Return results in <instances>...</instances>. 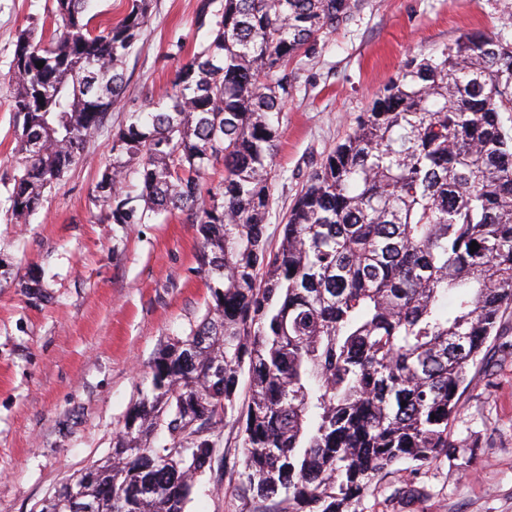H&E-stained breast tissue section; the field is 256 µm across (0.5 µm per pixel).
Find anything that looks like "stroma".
I'll return each mask as SVG.
<instances>
[{
	"label": "stroma",
	"mask_w": 512,
	"mask_h": 512,
	"mask_svg": "<svg viewBox=\"0 0 512 512\" xmlns=\"http://www.w3.org/2000/svg\"><path fill=\"white\" fill-rule=\"evenodd\" d=\"M50 5L0 0V512H36L67 475L110 455L126 413L150 388L158 352L189 334L209 299L194 224L180 215L148 224L102 219L96 185L107 133L123 112L107 114L106 134L27 223L13 218L9 194L24 155L11 61L21 29L53 30ZM195 7L196 0H152L127 60L128 105L168 91L176 67L203 40ZM477 30L512 44V0H362L316 54L300 57L273 159L268 226L280 224L307 175L409 58ZM177 43L183 50L174 57ZM32 277L40 287H27ZM448 432L454 446L446 457L402 464L351 512H512V320L491 337ZM239 455L237 429L224 422L186 512H240L242 499L225 493ZM407 484L409 496L400 492Z\"/></svg>",
	"instance_id": "obj_1"
}]
</instances>
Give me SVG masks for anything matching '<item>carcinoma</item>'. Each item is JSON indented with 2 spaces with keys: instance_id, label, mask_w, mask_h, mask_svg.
Instances as JSON below:
<instances>
[{
  "instance_id": "obj_1",
  "label": "carcinoma",
  "mask_w": 512,
  "mask_h": 512,
  "mask_svg": "<svg viewBox=\"0 0 512 512\" xmlns=\"http://www.w3.org/2000/svg\"><path fill=\"white\" fill-rule=\"evenodd\" d=\"M91 2L52 0V39L31 27L15 41L18 222L124 100L152 0H129L122 20L98 29ZM359 6L197 0L204 40L165 95L112 130L97 184L104 220L184 215L210 302L160 350L150 393L124 417L112 456L92 465L98 481L82 470L65 479L84 485L95 512H185L226 419L242 448L232 492L256 512H350L394 465L448 455L471 368L512 312V136L501 117L512 112V45L468 32L408 60L307 176L272 248L291 62ZM219 162L224 179L204 188ZM132 176L136 195L124 190Z\"/></svg>"
}]
</instances>
